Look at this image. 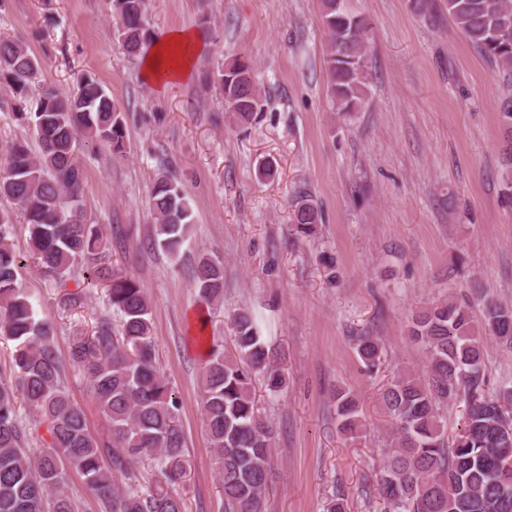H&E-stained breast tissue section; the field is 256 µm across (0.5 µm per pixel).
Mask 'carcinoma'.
I'll use <instances>...</instances> for the list:
<instances>
[{
	"mask_svg": "<svg viewBox=\"0 0 512 512\" xmlns=\"http://www.w3.org/2000/svg\"><path fill=\"white\" fill-rule=\"evenodd\" d=\"M448 17L466 40L512 80V0H445ZM327 40V89L339 112H356L366 98L368 27L346 0H320ZM147 0H112L125 53L145 57L155 43L146 21ZM41 61L22 42L0 38V86L10 91L16 119L27 126L40 152L27 140L9 146L0 167V198L17 211L0 210V340L14 345L10 374H0V512H75L69 475L81 477L97 496L101 512H186L180 487L189 476L179 401L159 368L152 340V304L140 282L112 266L110 243L86 221L81 204L85 172L76 142L122 156L127 147L124 113L96 77L84 73L77 91L64 96L41 87L31 97ZM215 83L224 109L243 124L264 111L253 66L235 58L217 70ZM154 232L147 246L179 255L193 224V209L180 185L166 175L151 190ZM23 218L29 252L12 238L15 216ZM292 222L309 235L321 211L305 196L293 203ZM65 282L76 269L87 288L107 287L108 302L121 319L112 335L102 320L94 335L76 336L68 360L57 350L55 323L38 317L19 274L27 262ZM198 296L207 305L224 302V266L201 257L191 270ZM483 321L476 323L471 300L450 297L417 311L408 325L423 345L425 370L397 375L381 392L395 420L390 448L378 481L384 512H512V389L486 392L483 337L512 345V305L477 297ZM234 350L213 343L201 359L199 390L203 421L219 473L224 512H265L270 471L271 425L260 414L255 378L271 394L285 383L253 315H229ZM357 353L365 367L379 368L381 347L361 336ZM82 374L109 435L90 433L82 408L64 384V366ZM46 429L38 453L18 401ZM338 431L354 436L363 414L354 394H334ZM463 404V423L453 439L441 424V404ZM154 463L146 488L134 472Z\"/></svg>",
	"mask_w": 512,
	"mask_h": 512,
	"instance_id": "obj_1",
	"label": "carcinoma"
}]
</instances>
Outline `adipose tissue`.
<instances>
[{"mask_svg":"<svg viewBox=\"0 0 512 512\" xmlns=\"http://www.w3.org/2000/svg\"><path fill=\"white\" fill-rule=\"evenodd\" d=\"M204 44L191 29L171 30L156 40L141 63V77L155 88L162 89L190 78L196 57Z\"/></svg>","mask_w":512,"mask_h":512,"instance_id":"obj_1","label":"adipose tissue"}]
</instances>
